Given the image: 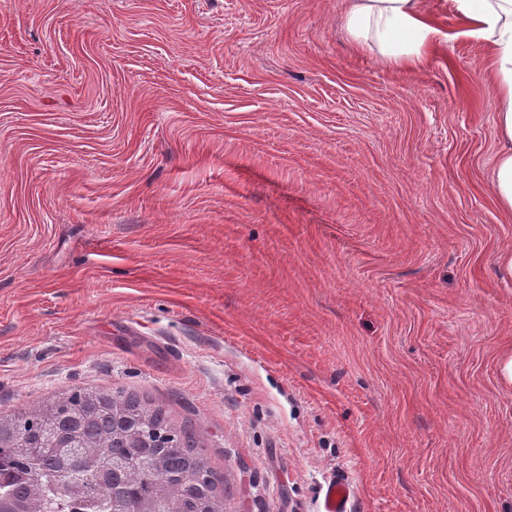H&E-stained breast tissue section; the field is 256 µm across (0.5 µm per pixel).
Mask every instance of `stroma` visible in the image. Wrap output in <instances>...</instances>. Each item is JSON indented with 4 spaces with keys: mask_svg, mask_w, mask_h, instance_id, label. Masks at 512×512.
Masks as SVG:
<instances>
[{
    "mask_svg": "<svg viewBox=\"0 0 512 512\" xmlns=\"http://www.w3.org/2000/svg\"><path fill=\"white\" fill-rule=\"evenodd\" d=\"M349 0H0V415L190 422L226 512H512L499 86L453 0L423 68ZM320 512H353V488L342 476H332L322 488Z\"/></svg>",
    "mask_w": 512,
    "mask_h": 512,
    "instance_id": "obj_1",
    "label": "stroma"
}]
</instances>
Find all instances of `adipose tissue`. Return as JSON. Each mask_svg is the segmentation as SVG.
Instances as JSON below:
<instances>
[{"instance_id":"adipose-tissue-1","label":"adipose tissue","mask_w":512,"mask_h":512,"mask_svg":"<svg viewBox=\"0 0 512 512\" xmlns=\"http://www.w3.org/2000/svg\"><path fill=\"white\" fill-rule=\"evenodd\" d=\"M453 3L457 15L467 24L466 36L483 42L493 52L501 148L492 187L500 206L512 212V0ZM343 27L356 50L377 54L398 69L422 65L440 36L425 16L421 0H351Z\"/></svg>"}]
</instances>
